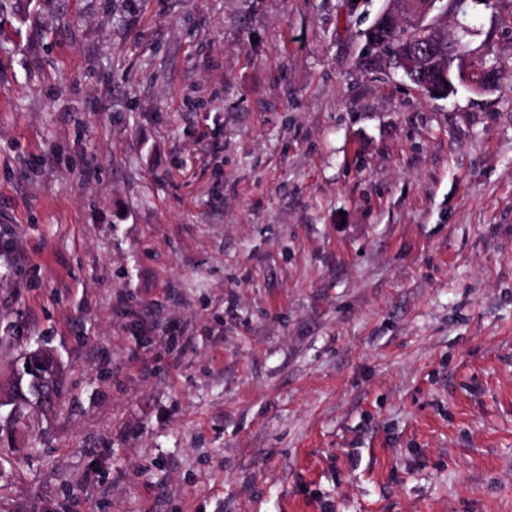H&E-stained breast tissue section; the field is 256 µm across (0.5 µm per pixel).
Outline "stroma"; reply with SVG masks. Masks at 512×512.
I'll use <instances>...</instances> for the list:
<instances>
[{"mask_svg":"<svg viewBox=\"0 0 512 512\" xmlns=\"http://www.w3.org/2000/svg\"><path fill=\"white\" fill-rule=\"evenodd\" d=\"M388 5L0 0V512H512V0L443 97ZM37 350L42 351L35 357L26 355L22 368L5 385L11 400L0 405L10 407L5 415L0 414V448H14L15 436L22 426H26V420L41 418L38 397L43 381H51L56 391L54 415L65 403V386L58 358L45 346ZM26 364L30 365V369H27Z\"/></svg>","mask_w":512,"mask_h":512,"instance_id":"obj_1","label":"stroma"}]
</instances>
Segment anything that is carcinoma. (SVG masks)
<instances>
[{"label": "carcinoma", "mask_w": 512, "mask_h": 512, "mask_svg": "<svg viewBox=\"0 0 512 512\" xmlns=\"http://www.w3.org/2000/svg\"><path fill=\"white\" fill-rule=\"evenodd\" d=\"M363 36L368 47L388 52L395 66L398 65L397 56L410 50L417 52L420 64L405 72V76L428 93L445 83L443 63L449 59L460 61L467 53L466 34L461 31L450 39L448 30L441 27L426 31L397 27L378 19ZM23 364L13 380L5 385L10 392V401L7 402L8 412L0 414V448L14 447L15 436L26 425V420L41 417L38 397L43 381L49 380L54 385L57 397L54 411H59L65 403L60 362L51 349L40 347V353L35 357H24Z\"/></svg>", "instance_id": "obj_1"}]
</instances>
